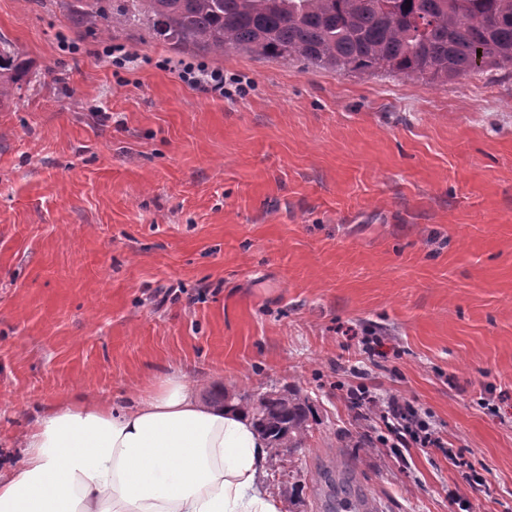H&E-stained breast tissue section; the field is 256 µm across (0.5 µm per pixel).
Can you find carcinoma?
Returning <instances> with one entry per match:
<instances>
[{
    "label": "carcinoma",
    "instance_id": "obj_1",
    "mask_svg": "<svg viewBox=\"0 0 512 512\" xmlns=\"http://www.w3.org/2000/svg\"><path fill=\"white\" fill-rule=\"evenodd\" d=\"M76 25L144 27L175 48L223 55L296 58L339 73L387 72L445 83L512 66V0H74ZM27 73L0 43V103ZM272 448H296L308 432L309 402L297 390L246 405ZM330 494L323 512L362 501L352 482L320 472Z\"/></svg>",
    "mask_w": 512,
    "mask_h": 512
}]
</instances>
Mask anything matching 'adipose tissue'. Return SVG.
Listing matches in <instances>:
<instances>
[{
  "label": "adipose tissue",
  "instance_id": "obj_1",
  "mask_svg": "<svg viewBox=\"0 0 512 512\" xmlns=\"http://www.w3.org/2000/svg\"><path fill=\"white\" fill-rule=\"evenodd\" d=\"M21 446L0 512H281L251 414L202 403L177 372L126 399L53 406Z\"/></svg>",
  "mask_w": 512,
  "mask_h": 512
}]
</instances>
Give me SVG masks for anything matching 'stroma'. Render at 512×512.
<instances>
[{
    "label": "stroma",
    "instance_id": "stroma-1",
    "mask_svg": "<svg viewBox=\"0 0 512 512\" xmlns=\"http://www.w3.org/2000/svg\"><path fill=\"white\" fill-rule=\"evenodd\" d=\"M67 3L0 0L30 68L0 107V468L51 406L178 371L207 404L307 397L301 447L267 467L282 512H321L323 466L377 512H512V66L434 83L213 56L75 26ZM362 385L414 406L482 491L394 451ZM183 78L195 86L204 88L207 92L224 97L230 95V90L226 87L227 80L224 79V72L209 69L202 64H186L184 66Z\"/></svg>",
    "mask_w": 512,
    "mask_h": 512
}]
</instances>
